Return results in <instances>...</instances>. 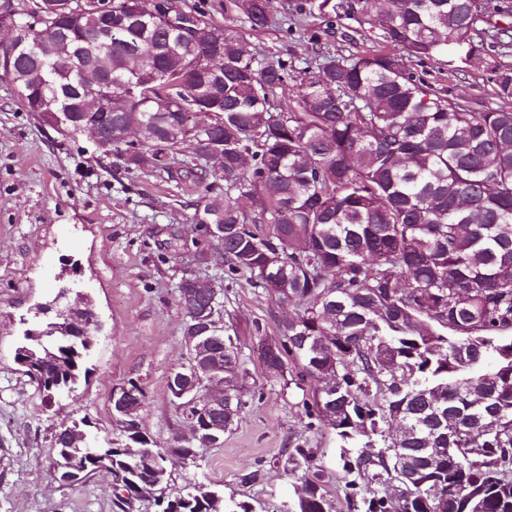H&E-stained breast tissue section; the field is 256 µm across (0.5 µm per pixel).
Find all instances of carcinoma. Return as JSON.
<instances>
[{
  "instance_id": "1",
  "label": "carcinoma",
  "mask_w": 512,
  "mask_h": 512,
  "mask_svg": "<svg viewBox=\"0 0 512 512\" xmlns=\"http://www.w3.org/2000/svg\"><path fill=\"white\" fill-rule=\"evenodd\" d=\"M40 0L25 42L0 52V75L38 122L82 132L85 70L112 76L100 135L129 171L163 172L204 187L196 224L224 225L216 265L248 274L291 309L263 359L271 377L296 386L319 373L314 414L336 435L347 500L357 479L397 483L396 495L362 499L364 512H512V65L496 70V107L448 98L408 71L405 59L470 57L489 39L507 47L512 29L481 27L483 0H392L378 14L385 45L332 58L276 103L288 63L260 62L241 31L183 0H112L88 15L86 0ZM253 30L270 22L268 0H230ZM176 286L189 333L196 321ZM36 307L15 357L46 366L36 381L52 398L80 382L87 349L59 338ZM207 342L224 362V423L246 407L247 373L224 322V291ZM123 443L99 446L74 422L54 435L59 460L105 474L113 505L127 512L153 498L161 512H254L193 483L163 493L166 459L195 462L201 444L156 448L117 421ZM297 492L293 512H333L315 453L282 451Z\"/></svg>"
}]
</instances>
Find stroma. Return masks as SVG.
Masks as SVG:
<instances>
[{
	"mask_svg": "<svg viewBox=\"0 0 512 512\" xmlns=\"http://www.w3.org/2000/svg\"><path fill=\"white\" fill-rule=\"evenodd\" d=\"M312 0H271L276 20L261 31L242 17L241 30L262 61H287L303 76L315 61L349 57L383 43L376 16L383 0H330L331 21L310 8ZM512 47L484 42L462 70L447 57L408 68L449 97L486 95ZM200 195L185 180L159 172H130L115 157L96 152L86 134L68 136L25 111L10 80L0 78V512H114L112 485L100 475L62 484L52 477L57 458L53 436L83 420L99 442L119 435L112 388L132 381L146 394L143 430L159 448L188 434L171 405L167 379L183 357L186 321L175 287L186 253L206 258L195 277L224 291V311L239 337L249 372L247 405L223 444L199 449L196 465H168L169 494L188 479L210 484L255 512H284L294 489L276 459L282 449H313L325 473L336 512H350L336 491L339 450L332 430L310 419L304 405L317 383L284 386L268 377L258 357L262 337L277 336L274 297L252 287L247 276L224 275L210 260L214 243L195 230ZM88 292L102 326L87 366L86 381L71 395L46 398L14 360L35 305L50 301L60 285Z\"/></svg>",
	"mask_w": 512,
	"mask_h": 512,
	"instance_id": "stroma-1",
	"label": "stroma"
}]
</instances>
